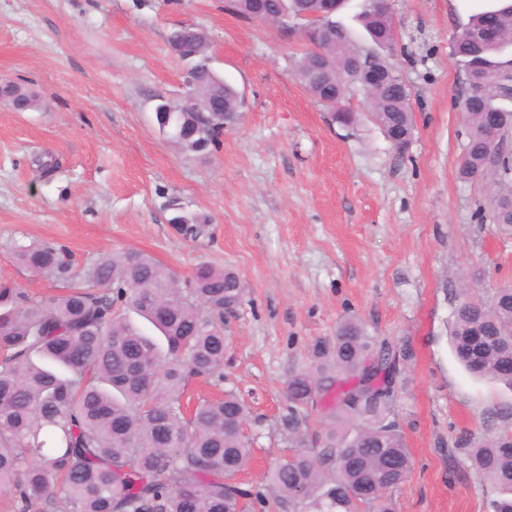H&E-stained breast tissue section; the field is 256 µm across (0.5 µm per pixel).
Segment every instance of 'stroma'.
I'll list each match as a JSON object with an SVG mask.
<instances>
[{
	"label": "stroma",
	"instance_id": "1",
	"mask_svg": "<svg viewBox=\"0 0 512 512\" xmlns=\"http://www.w3.org/2000/svg\"><path fill=\"white\" fill-rule=\"evenodd\" d=\"M415 131L396 149L350 91L345 128L293 76L299 29L245 20L224 0H0V79L33 88L42 109L0 106V279L32 294L52 283L19 266L15 244L52 242L76 264L137 249L191 277L234 272L246 294L224 319L223 378L192 380L195 405L232 391L251 408L252 458L238 480L250 512H279L267 470L296 453L286 384L346 317L411 349L395 417L411 471L396 512H490L493 487L458 450L512 426V391L463 371L448 344L449 292L512 284V236L481 223L488 180L458 171L467 92L453 39L485 0H390ZM208 35L219 75L242 97L238 125L204 156L159 133V100L180 102L185 65L170 31ZM59 161L41 175L35 157ZM206 217L197 238L169 222L171 202Z\"/></svg>",
	"mask_w": 512,
	"mask_h": 512
}]
</instances>
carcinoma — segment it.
Segmentation results:
<instances>
[{"label":"carcinoma","instance_id":"1","mask_svg":"<svg viewBox=\"0 0 512 512\" xmlns=\"http://www.w3.org/2000/svg\"><path fill=\"white\" fill-rule=\"evenodd\" d=\"M261 6L288 18L325 11V0H229L248 18ZM359 18L373 47L358 50L347 31L327 19L307 32V51L293 75L318 103L363 92L368 112L396 148L411 140L410 92L397 84L367 85L370 68L394 69L391 16L368 6ZM489 22L501 38L476 44ZM168 43L180 59L197 65L207 53L203 29L174 28ZM453 54L465 75L462 101L467 139L459 169L465 180L486 178L490 192L476 214L512 234V0H496L455 36ZM19 112L41 100L19 84L0 87ZM241 99L230 83L197 77L194 107L208 113L155 114L159 132L185 152L205 154L224 128L239 119ZM501 112L502 140L489 150L487 111ZM170 223L191 237L206 219L171 204ZM16 262L60 285L61 292L31 295L0 282V492L13 512H240L247 496L230 479L250 460L251 439L241 431L249 408L233 393L183 415L192 378H220L224 369V302L243 301L245 289L231 272L199 267L191 287L137 250L101 252L76 271L66 253L47 242L18 245ZM145 319L162 340L125 314ZM448 340L470 374L512 390V288L453 294ZM406 348L369 335L356 318L336 336L316 343L313 363L288 380L287 398L298 407L335 392L319 450L298 452L268 475L282 506L292 512H394L388 492L410 467L393 407ZM472 468L499 491L492 512H512V429L484 442L462 440Z\"/></svg>","mask_w":512,"mask_h":512}]
</instances>
